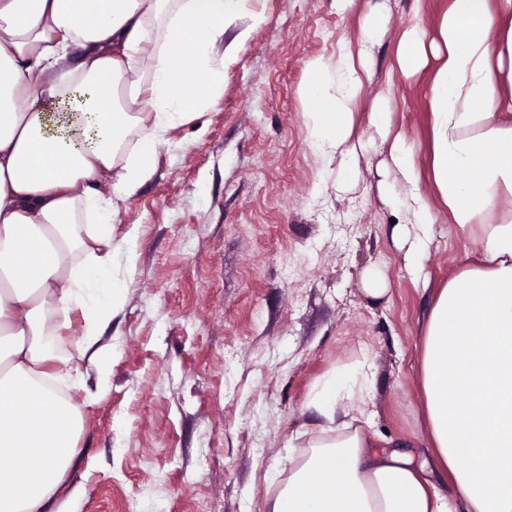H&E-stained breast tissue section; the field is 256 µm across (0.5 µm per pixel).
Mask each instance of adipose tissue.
<instances>
[{"label":"adipose tissue","mask_w":512,"mask_h":512,"mask_svg":"<svg viewBox=\"0 0 512 512\" xmlns=\"http://www.w3.org/2000/svg\"><path fill=\"white\" fill-rule=\"evenodd\" d=\"M0 0V512H79L58 499L75 454L81 407L108 386L104 331L127 288L120 263L132 233L116 235L120 206L154 174L153 149L217 104L236 48L217 49L243 0ZM165 15L169 49L141 82ZM387 16L373 9L357 39L308 63L297 89L310 148L336 166L345 192L368 145L401 184L377 189L398 216L406 271L433 300L420 342V385L430 458L369 452L360 369L336 370L309 404L336 439L292 472L271 512H450L430 480L449 475L462 512H512V0H448L436 35L424 18L401 36L402 75L427 74V159L418 164L391 109L395 79L367 123L359 102L371 48ZM72 97L62 132L40 102ZM139 140L118 158L115 131ZM110 175L108 192L98 188ZM443 207L479 253L440 285L421 271ZM73 338L71 360L60 346Z\"/></svg>","instance_id":"adipose-tissue-1"}]
</instances>
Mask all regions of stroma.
I'll return each mask as SVG.
<instances>
[{
  "label": "stroma",
  "mask_w": 512,
  "mask_h": 512,
  "mask_svg": "<svg viewBox=\"0 0 512 512\" xmlns=\"http://www.w3.org/2000/svg\"><path fill=\"white\" fill-rule=\"evenodd\" d=\"M376 0H245L219 48L251 34L218 103L172 130L155 173L122 206L133 232L122 311L107 328V394L84 408L67 475L81 512H266L310 456L322 420L309 396L326 373L368 364L363 431L422 457L420 326L431 305L406 272L380 201L381 154L360 161L343 194L315 183L296 89L305 66L359 32ZM374 46L369 112L414 11L435 22L446 0H388ZM426 76L398 79L392 110L417 160L426 153ZM425 272L447 280L478 245L440 212ZM376 267L387 294L363 291Z\"/></svg>",
  "instance_id": "1"
}]
</instances>
